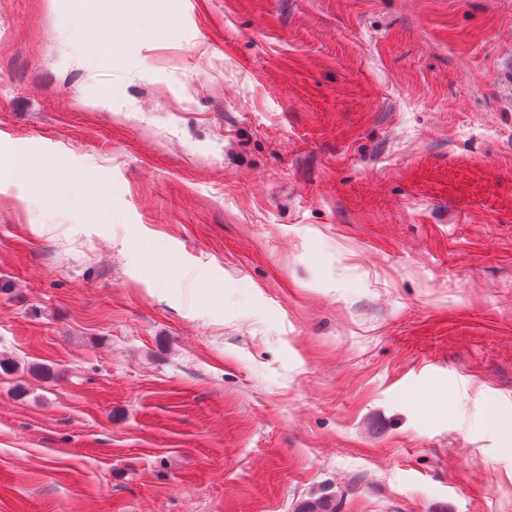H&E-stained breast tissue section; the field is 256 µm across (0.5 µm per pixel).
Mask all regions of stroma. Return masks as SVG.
Returning a JSON list of instances; mask_svg holds the SVG:
<instances>
[{"label":"stroma","mask_w":512,"mask_h":512,"mask_svg":"<svg viewBox=\"0 0 512 512\" xmlns=\"http://www.w3.org/2000/svg\"><path fill=\"white\" fill-rule=\"evenodd\" d=\"M165 8L0 0V512H512V0ZM103 1L109 0H100L102 7L97 14V18L99 24H93V28H97V46L100 47L103 51L109 52L112 54L113 48L116 46L112 36V18L107 10V3ZM171 24L172 18L159 3L153 21L145 28L136 26L131 31L135 35L142 36L146 40H152L166 30ZM23 172L21 162L16 158L12 145L0 143V180L16 177Z\"/></svg>","instance_id":"stroma-1"}]
</instances>
